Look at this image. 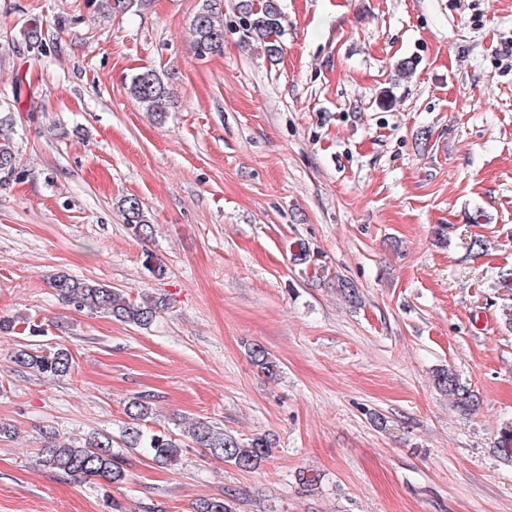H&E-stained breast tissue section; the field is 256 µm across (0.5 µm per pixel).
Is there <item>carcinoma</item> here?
<instances>
[{"label":"carcinoma","instance_id":"1","mask_svg":"<svg viewBox=\"0 0 512 512\" xmlns=\"http://www.w3.org/2000/svg\"><path fill=\"white\" fill-rule=\"evenodd\" d=\"M245 31L263 44L264 52L271 58L282 54L278 40L282 30V16L276 0H262L255 7L252 0H241ZM218 0H204L202 8L194 16L191 31L200 53L210 54L223 46L224 23L219 19ZM130 91L145 109L163 119L170 111L172 99L164 81L154 69L146 68L131 79ZM15 170V153L11 137L0 132V173ZM124 223L139 239L149 237L153 225L139 201L124 200L122 208ZM57 299L64 305L85 308L102 313L112 320L141 329L150 328L162 310L161 301L144 296L133 300L129 295L108 284L60 273L50 282ZM252 361L268 373H275L277 363L260 345L248 348ZM15 362L32 373L47 379H57L70 373L73 359L68 349L58 347L44 350L35 344H21L14 354ZM438 388L444 391L460 410H471L477 394L450 368L436 373ZM150 398L136 396L130 399L124 413L121 445L116 446L112 436L93 432L82 441L59 440L52 432L47 436V446L38 455L36 463L71 477L79 484H121L126 479L125 454L140 452L148 456L157 466L167 468L181 460L185 440L194 447L206 450L210 455L230 463L241 471L249 472L261 466L271 452V442L265 437H255L243 443L224 428L208 421H197L175 433L153 431L145 426L152 418ZM197 512H232V507L223 498H208L200 502Z\"/></svg>","mask_w":512,"mask_h":512}]
</instances>
